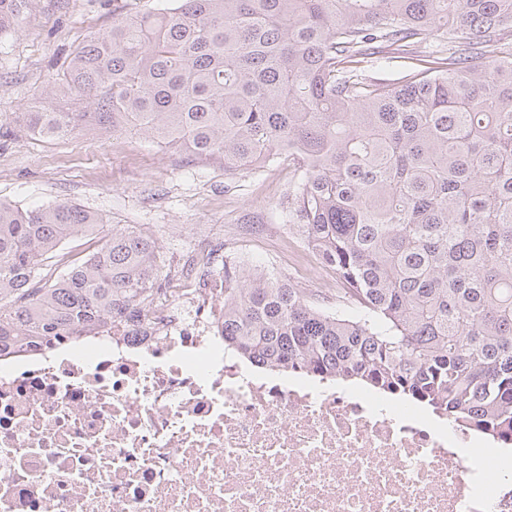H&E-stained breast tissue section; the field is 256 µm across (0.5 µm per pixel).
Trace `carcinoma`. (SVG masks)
<instances>
[{"instance_id":"cac0c4a2","label":"carcinoma","mask_w":512,"mask_h":512,"mask_svg":"<svg viewBox=\"0 0 512 512\" xmlns=\"http://www.w3.org/2000/svg\"><path fill=\"white\" fill-rule=\"evenodd\" d=\"M26 0H0V29ZM113 16L32 134L135 131L232 176L288 156V229L344 287L328 305L224 249V348L425 403L512 441V0H172ZM429 40L435 49L417 53ZM388 49L398 80L367 74ZM0 201V351L56 343L152 294L155 241ZM97 237L81 260L64 242Z\"/></svg>"}]
</instances>
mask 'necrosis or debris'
Masks as SVG:
<instances>
[{"mask_svg":"<svg viewBox=\"0 0 512 512\" xmlns=\"http://www.w3.org/2000/svg\"><path fill=\"white\" fill-rule=\"evenodd\" d=\"M447 416L224 354V242L138 317L0 355V512H512Z\"/></svg>","mask_w":512,"mask_h":512,"instance_id":"necrosis-or-debris-1","label":"necrosis or debris"}]
</instances>
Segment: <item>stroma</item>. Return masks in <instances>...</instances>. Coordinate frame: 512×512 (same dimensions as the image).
<instances>
[{"label": "stroma", "mask_w": 512, "mask_h": 512, "mask_svg": "<svg viewBox=\"0 0 512 512\" xmlns=\"http://www.w3.org/2000/svg\"><path fill=\"white\" fill-rule=\"evenodd\" d=\"M168 0H30L0 30V201L27 208L72 203L106 225L151 235L166 267L187 241L224 228L225 242L262 266H274L268 238L297 256L307 251L288 231L281 202L288 175L280 167L248 168L234 177L220 161L199 160L126 133L101 136L86 127L44 141L23 131L21 112L45 101L65 56L129 8L160 11Z\"/></svg>", "instance_id": "35a3bbf8"}]
</instances>
